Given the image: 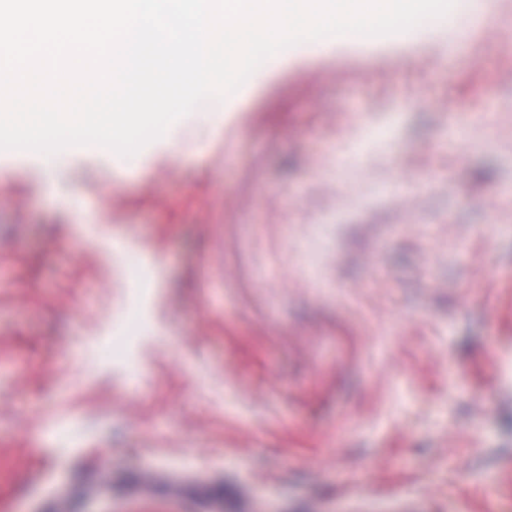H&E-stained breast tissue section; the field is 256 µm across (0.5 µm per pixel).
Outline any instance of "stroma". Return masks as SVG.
<instances>
[{
  "label": "stroma",
  "instance_id": "1",
  "mask_svg": "<svg viewBox=\"0 0 512 512\" xmlns=\"http://www.w3.org/2000/svg\"><path fill=\"white\" fill-rule=\"evenodd\" d=\"M482 14L512 30L456 0L292 47L177 150H0V512L149 482L178 512H512V70Z\"/></svg>",
  "mask_w": 512,
  "mask_h": 512
}]
</instances>
